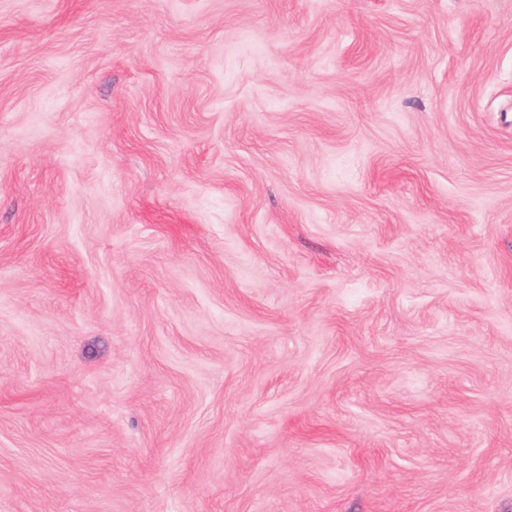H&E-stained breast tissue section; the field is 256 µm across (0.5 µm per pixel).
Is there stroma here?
<instances>
[{"instance_id":"35a3bbf8","label":"stroma","mask_w":512,"mask_h":512,"mask_svg":"<svg viewBox=\"0 0 512 512\" xmlns=\"http://www.w3.org/2000/svg\"><path fill=\"white\" fill-rule=\"evenodd\" d=\"M0 512H512V0H0Z\"/></svg>"}]
</instances>
